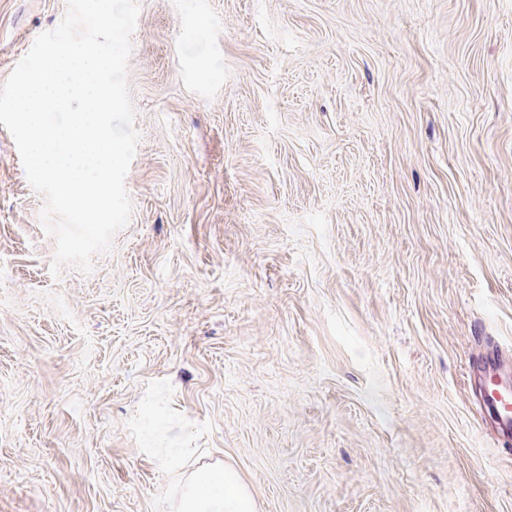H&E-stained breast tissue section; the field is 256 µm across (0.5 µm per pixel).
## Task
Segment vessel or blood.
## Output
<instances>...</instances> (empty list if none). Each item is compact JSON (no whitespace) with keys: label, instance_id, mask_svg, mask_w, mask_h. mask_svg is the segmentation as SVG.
Here are the masks:
<instances>
[{"label":"vessel or blood","instance_id":"obj_1","mask_svg":"<svg viewBox=\"0 0 512 512\" xmlns=\"http://www.w3.org/2000/svg\"><path fill=\"white\" fill-rule=\"evenodd\" d=\"M480 401L501 434H512V359L484 357L479 371Z\"/></svg>","mask_w":512,"mask_h":512}]
</instances>
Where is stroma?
<instances>
[{"label":"stroma","instance_id":"1","mask_svg":"<svg viewBox=\"0 0 512 512\" xmlns=\"http://www.w3.org/2000/svg\"><path fill=\"white\" fill-rule=\"evenodd\" d=\"M133 206L89 271L0 126V512H512V0H137ZM67 0H0V85ZM479 378L483 411L501 434H512V359L498 354L485 356ZM197 471L189 476L174 473L178 490L164 502L163 511L256 512L254 497L235 469L215 464Z\"/></svg>","mask_w":512,"mask_h":512}]
</instances>
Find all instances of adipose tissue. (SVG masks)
Segmentation results:
<instances>
[{
  "mask_svg": "<svg viewBox=\"0 0 512 512\" xmlns=\"http://www.w3.org/2000/svg\"><path fill=\"white\" fill-rule=\"evenodd\" d=\"M177 492L164 503L166 512H256L248 486L235 469L207 465L200 472L177 475Z\"/></svg>",
  "mask_w": 512,
  "mask_h": 512,
  "instance_id": "obj_1",
  "label": "adipose tissue"
}]
</instances>
